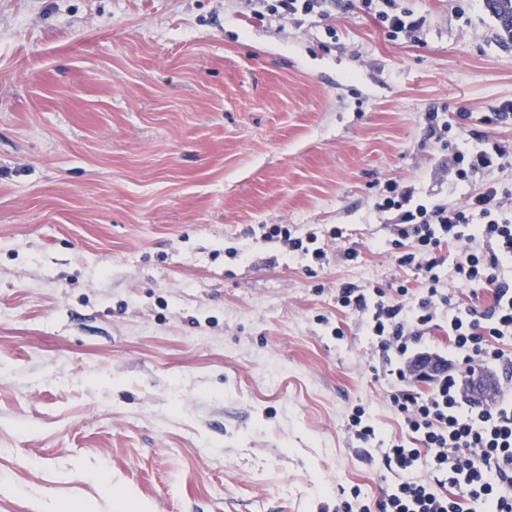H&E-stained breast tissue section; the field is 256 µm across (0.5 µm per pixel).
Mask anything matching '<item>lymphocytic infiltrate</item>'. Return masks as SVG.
I'll return each mask as SVG.
<instances>
[{"mask_svg":"<svg viewBox=\"0 0 512 512\" xmlns=\"http://www.w3.org/2000/svg\"><path fill=\"white\" fill-rule=\"evenodd\" d=\"M378 1L389 37L419 39L422 16L398 0ZM511 160L512 147L488 135L477 147L455 152L457 181L486 177L461 206L415 200L412 188L392 181L384 186L376 208L395 214L388 226L392 256L420 271L425 289L376 287L367 294L349 283L336 301L367 315V334L393 354L391 401L415 445L396 443L384 452L385 466L398 473L390 493L372 507L343 501L341 512H512V279L505 275L512 264V193L489 178ZM449 248L457 251L452 264ZM446 274L472 295L489 292L490 304L465 305L441 292ZM441 317L448 321V354L439 360V375L418 374L423 332ZM476 365L495 370L502 397L479 405L463 392L461 371ZM422 381L431 383L430 391L418 390ZM423 465L429 478H416Z\"/></svg>","mask_w":512,"mask_h":512,"instance_id":"lymphocytic-infiltrate-1","label":"lymphocytic infiltrate"}]
</instances>
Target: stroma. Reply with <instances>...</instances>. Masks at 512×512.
Masks as SVG:
<instances>
[{"instance_id": "stroma-1", "label": "stroma", "mask_w": 512, "mask_h": 512, "mask_svg": "<svg viewBox=\"0 0 512 512\" xmlns=\"http://www.w3.org/2000/svg\"><path fill=\"white\" fill-rule=\"evenodd\" d=\"M402 3L418 41L350 0L299 25L0 0V512H336L395 482L348 419L411 435L336 293L419 291L384 185L460 204L483 178L454 181L450 148L512 143L484 122L512 99L484 0ZM265 224L316 231L327 263Z\"/></svg>"}]
</instances>
